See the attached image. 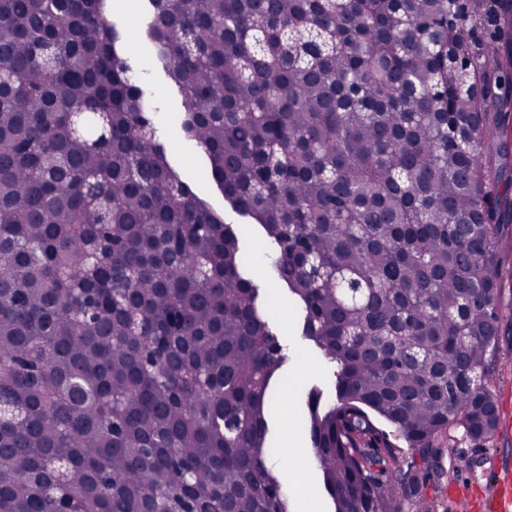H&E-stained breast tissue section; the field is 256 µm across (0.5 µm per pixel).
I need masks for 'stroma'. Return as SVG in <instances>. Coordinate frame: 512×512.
<instances>
[{
	"mask_svg": "<svg viewBox=\"0 0 512 512\" xmlns=\"http://www.w3.org/2000/svg\"><path fill=\"white\" fill-rule=\"evenodd\" d=\"M114 20L124 28V48L132 66L151 67L145 85L149 102L163 105L165 127L161 140L171 161L179 168L192 190L214 208L222 210L227 222L242 224L248 240V250L254 259L252 273L261 282V299L273 325L288 338L298 335L299 313L287 289L274 277L259 258L267 242L260 225L243 223L241 216L230 209L220 189L209 173L206 156L184 140L179 120L181 93L165 76L161 67L151 64L152 46L147 36L150 20L149 0H120L112 11ZM327 376L323 360L306 346H298L285 372L276 375L269 389L268 419L272 432L268 447L278 465L282 482L293 479L306 481L319 512H334L316 468L308 429L305 424V389L308 384L324 381ZM495 379L499 400L500 429L492 447L474 448L468 445L454 449L456 466L444 487L432 489L428 497L433 512H491L490 501L499 476L502 459L512 458V337H502ZM290 414L297 426V450H289L283 414Z\"/></svg>",
	"mask_w": 512,
	"mask_h": 512,
	"instance_id": "35a3bbf8",
	"label": "stroma"
}]
</instances>
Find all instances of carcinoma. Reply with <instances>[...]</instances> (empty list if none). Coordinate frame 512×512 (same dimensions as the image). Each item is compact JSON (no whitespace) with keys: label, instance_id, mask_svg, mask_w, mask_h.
I'll return each mask as SVG.
<instances>
[{"label":"carcinoma","instance_id":"carcinoma-1","mask_svg":"<svg viewBox=\"0 0 512 512\" xmlns=\"http://www.w3.org/2000/svg\"><path fill=\"white\" fill-rule=\"evenodd\" d=\"M150 4L185 137L330 366L306 406L335 512H430L499 424L512 0ZM122 44L108 0H0V512H290L288 342Z\"/></svg>","mask_w":512,"mask_h":512}]
</instances>
